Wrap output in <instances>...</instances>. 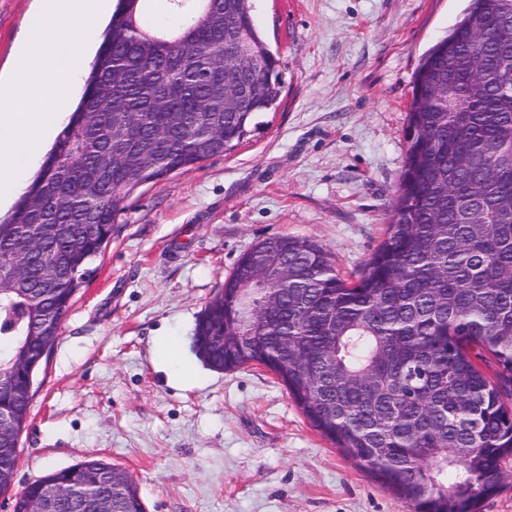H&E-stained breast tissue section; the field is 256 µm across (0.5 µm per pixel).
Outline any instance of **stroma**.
<instances>
[{
	"instance_id": "obj_1",
	"label": "stroma",
	"mask_w": 512,
	"mask_h": 512,
	"mask_svg": "<svg viewBox=\"0 0 512 512\" xmlns=\"http://www.w3.org/2000/svg\"><path fill=\"white\" fill-rule=\"evenodd\" d=\"M38 0H0L9 78ZM282 62L281 103L226 155L143 188L37 373L15 488L87 458L139 484L146 512H413L347 460L265 368L211 369L197 317L240 256L320 243L355 280L382 243L421 55L466 0H253ZM179 341L192 377L162 359Z\"/></svg>"
}]
</instances>
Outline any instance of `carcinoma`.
<instances>
[{"mask_svg": "<svg viewBox=\"0 0 512 512\" xmlns=\"http://www.w3.org/2000/svg\"><path fill=\"white\" fill-rule=\"evenodd\" d=\"M169 2L194 23L152 27L146 0H118L76 111L0 221V261L39 250L30 273L0 281V412L14 418L0 437V494L14 484L30 370L139 184L233 151L278 106L280 57L252 0H214L221 25L200 16L201 0ZM467 2L415 69L391 222L357 280L310 239L263 241L193 335L213 369L276 372L311 425L414 512H477L512 457V60L484 33L512 26V0ZM466 66L473 81L449 86ZM215 67L225 86L246 87L226 112L207 110ZM57 486L93 499L62 495L50 512H146L132 477L98 458L28 483L13 512Z\"/></svg>", "mask_w": 512, "mask_h": 512, "instance_id": "obj_1", "label": "carcinoma"}]
</instances>
